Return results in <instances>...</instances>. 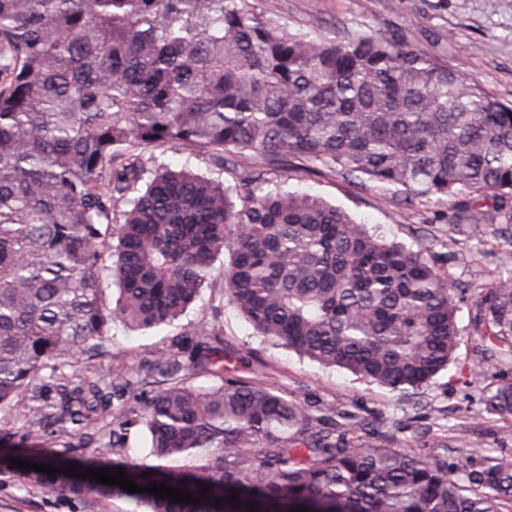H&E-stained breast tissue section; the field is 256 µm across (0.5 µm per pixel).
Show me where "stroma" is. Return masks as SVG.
Instances as JSON below:
<instances>
[{
	"label": "stroma",
	"mask_w": 512,
	"mask_h": 512,
	"mask_svg": "<svg viewBox=\"0 0 512 512\" xmlns=\"http://www.w3.org/2000/svg\"><path fill=\"white\" fill-rule=\"evenodd\" d=\"M256 6L292 31L312 36L363 31L416 36L442 63L512 103V0H256ZM270 180L329 200L387 240L412 248L427 244L453 278L475 288L512 259V238L500 225L459 231L453 210L443 204L406 202L387 188L313 174L297 163ZM473 316L474 303L466 301L457 313L459 336L447 369L427 385L394 391L266 341L230 303L223 282L211 281L174 322L139 331L113 325L102 347L78 358L71 386L97 379L102 391L94 418L77 426L76 438H59L51 422L38 437H27L22 411L0 408V512H127L122 500L111 501L104 511L93 498L46 491L10 462H34L49 452L61 466L74 462L87 468L97 449L112 440L113 414L138 408L157 391L150 366L170 350L185 362L202 358L223 364L227 383L268 386L298 400L341 445L443 456L455 475L467 468L477 442L512 461V417L487 413L480 402L485 389L512 383V362L480 360L483 341Z\"/></svg>",
	"instance_id": "obj_1"
}]
</instances>
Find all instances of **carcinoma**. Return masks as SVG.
Returning <instances> with one entry per match:
<instances>
[{
	"label": "carcinoma",
	"instance_id": "1",
	"mask_svg": "<svg viewBox=\"0 0 512 512\" xmlns=\"http://www.w3.org/2000/svg\"><path fill=\"white\" fill-rule=\"evenodd\" d=\"M158 148L203 153L220 171L251 154L268 170L296 158L449 204L460 224L512 223V104L462 83L412 36L310 38L254 0H0V407L26 410L29 430L48 417L26 405L44 371L62 373L116 322L174 321L215 277L261 335L320 364L397 391L448 366L471 287L427 246L388 242L319 197L266 191L263 172L226 185L169 169ZM476 195L494 207L472 209L464 197ZM475 306L482 354L512 361V271ZM182 369L179 352L162 354L165 386L112 415L114 442L140 426L170 466L112 468L201 504L30 479L144 512H512V464L483 448L451 476L444 458L341 447L268 387L196 386ZM97 393L88 385L57 420L88 419ZM485 404L512 415V385Z\"/></svg>",
	"mask_w": 512,
	"mask_h": 512
}]
</instances>
